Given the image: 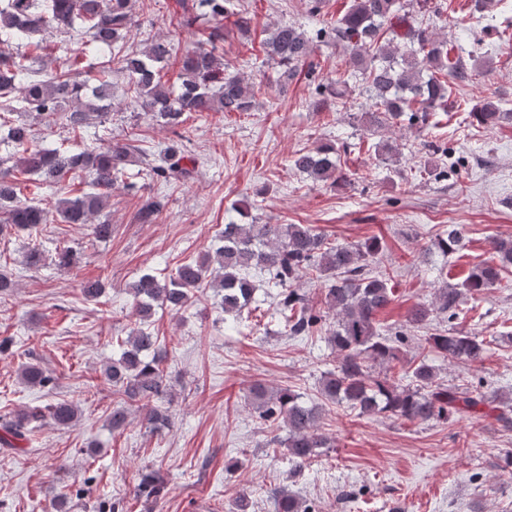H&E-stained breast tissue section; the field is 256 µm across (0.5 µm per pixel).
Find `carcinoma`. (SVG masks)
I'll list each match as a JSON object with an SVG mask.
<instances>
[{"mask_svg":"<svg viewBox=\"0 0 512 512\" xmlns=\"http://www.w3.org/2000/svg\"><path fill=\"white\" fill-rule=\"evenodd\" d=\"M182 12L177 25L187 31L207 33L206 43L174 58L170 39L157 35L142 51L126 47L129 31L137 25L133 0H0V45L15 39L44 50L43 42H32L33 35L47 29L68 33L80 21L97 52L104 58L98 85L86 92L85 85L73 80L62 65L46 71L34 67L32 55L0 48V132L13 149L0 156V236L32 232L41 224H89L95 241L112 239V224L95 217L107 207L112 188L121 183L127 191L135 185L124 181L132 162L133 145L112 142L98 147L73 150L69 147L39 148L33 145L37 125L64 122L81 130L112 111L110 79L116 73L127 81V107L134 114L149 115L170 133L162 149L163 164L150 168L152 180L171 183L192 177L196 160L188 155L190 141L186 127L190 112H249L255 92L238 71L224 62L218 44L224 40V17L232 14L239 31H250V11L237 0H180ZM404 0H351L346 13L330 30L320 29L316 37L330 33L336 43L350 52L359 72L362 89L374 111L368 113L372 126L398 124L424 125L432 112L448 111L449 81L468 79L462 55L451 56L448 42L432 27L408 23L410 12ZM268 61L281 70L288 83L308 63L312 39L299 28L280 24L264 42ZM176 59V78H165L170 60ZM481 123L491 124L512 117L487 102L473 113ZM292 166L315 182L338 183L346 180L340 168L336 146L325 144L313 152L293 157ZM36 177L35 189L46 185L58 188L61 196L47 208L37 202L18 199L20 177ZM80 179L88 186L71 196L74 189L66 180ZM159 217V204L145 199L138 218L153 224ZM465 237L464 228L448 226V235L437 238L439 249L455 251ZM492 259L470 271L459 288H439L429 303H418L409 311L406 324L419 328L434 317L455 319L468 299L481 296L500 280L512 265V239L491 242ZM381 251L375 239L356 244H336L314 232L306 224H226L223 245L195 261L183 262L167 278L143 274L126 284L139 322L148 321L156 308L176 313L186 310L208 288L222 293L224 313L237 317L250 308L255 291L250 269L269 275L268 282L279 289L278 311L281 322L292 336H313L325 328L331 315L334 326L328 342L336 352V368L324 374L319 384L321 397L359 415H388L404 421L426 423L482 412L495 398L479 389L459 390L438 382L435 366L421 359L408 362L402 385L388 375L400 361L401 330L388 337L380 333L376 316L394 300L391 279L374 273L368 260ZM318 271L325 310L321 311L293 283L303 274ZM83 298L99 302L105 292L99 280L80 284ZM157 337L142 328L132 330L118 343L120 354L103 369V377L119 396L120 406L112 410V429L128 422L129 407L146 408L149 428L160 430L172 425L169 408L161 403L172 397L160 363L145 353ZM427 343L446 361L474 365L481 362L490 342L480 336L449 327L427 338ZM385 373L377 375L374 366ZM19 377L30 387H44L52 378L38 364L21 365ZM248 404L267 428L284 427L288 436L281 442L292 462L300 465L316 456V449L329 447L322 432L323 406L306 405L289 388H268L256 383L249 389ZM64 427L76 425L82 416L73 403L29 406L15 414L0 416V445L18 447L45 417ZM165 480L158 473L145 475L137 486V497L156 507L162 498ZM275 512H314L292 492H273Z\"/></svg>","mask_w":512,"mask_h":512,"instance_id":"obj_1","label":"carcinoma"}]
</instances>
